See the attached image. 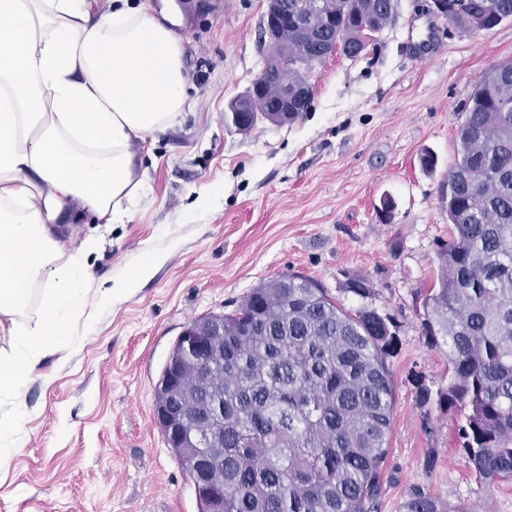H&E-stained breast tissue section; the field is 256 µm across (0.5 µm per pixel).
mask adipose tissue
I'll use <instances>...</instances> for the list:
<instances>
[{
	"mask_svg": "<svg viewBox=\"0 0 512 512\" xmlns=\"http://www.w3.org/2000/svg\"><path fill=\"white\" fill-rule=\"evenodd\" d=\"M178 22L171 0L99 16L89 0H0V461L40 360L157 261L145 254L136 276L92 287L96 240L69 246L61 227L124 223L145 192L138 144L190 105Z\"/></svg>",
	"mask_w": 512,
	"mask_h": 512,
	"instance_id": "ef3b65f1",
	"label": "adipose tissue"
}]
</instances>
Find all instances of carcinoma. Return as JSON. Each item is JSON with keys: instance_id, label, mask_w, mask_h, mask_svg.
Listing matches in <instances>:
<instances>
[{"instance_id": "obj_1", "label": "carcinoma", "mask_w": 512, "mask_h": 512, "mask_svg": "<svg viewBox=\"0 0 512 512\" xmlns=\"http://www.w3.org/2000/svg\"><path fill=\"white\" fill-rule=\"evenodd\" d=\"M314 42L290 29L283 35L288 66L269 56V79L250 99L253 130L267 120L285 85L305 79L344 36L346 57L364 53L358 32L382 30L394 7L387 0H319ZM512 16V0H448V20L468 29ZM451 234L436 253V279L417 292L428 344L448 346V383L421 403L460 417L456 437L471 476L480 485L512 480V61L490 68L457 129L456 157L443 186ZM342 292L374 295L363 278ZM221 320L224 350L205 381L181 361L182 338L169 359L179 365L177 395H167L162 368L156 402L211 401L224 417L196 420L189 429L224 441L212 448H175L192 480L197 512H210V487L198 477L208 458L224 472V512H377L393 413L387 358L399 343L398 323L363 304L348 308L316 281L285 274L262 282ZM403 512H471L415 486Z\"/></svg>"}]
</instances>
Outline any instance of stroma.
I'll return each mask as SVG.
<instances>
[{
    "instance_id": "1",
    "label": "stroma",
    "mask_w": 512,
    "mask_h": 512,
    "mask_svg": "<svg viewBox=\"0 0 512 512\" xmlns=\"http://www.w3.org/2000/svg\"><path fill=\"white\" fill-rule=\"evenodd\" d=\"M431 0H395L367 51L313 64L312 106L291 125L249 134L224 113L259 74L265 0H183L176 33L192 106L138 154L150 189L90 258L94 282L159 259L137 288L101 307L76 347L47 354L21 388L18 448L0 464V512H197L194 486L154 418L161 369L193 318L232 312L259 283L288 273L341 288L367 279L395 316L394 407L378 512H403L414 486L474 512H512V484L477 485L453 439L455 418L425 409L419 386L448 366L416 313L448 239L442 183L457 128L488 69L512 60V19L466 31L432 18ZM435 19L433 52L413 53ZM431 152L434 172L419 159Z\"/></svg>"
}]
</instances>
